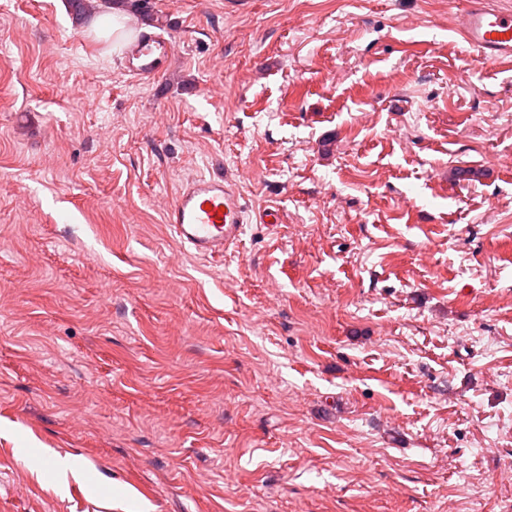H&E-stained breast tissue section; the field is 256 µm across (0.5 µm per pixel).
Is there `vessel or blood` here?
<instances>
[{
	"instance_id": "vessel-or-blood-1",
	"label": "vessel or blood",
	"mask_w": 512,
	"mask_h": 512,
	"mask_svg": "<svg viewBox=\"0 0 512 512\" xmlns=\"http://www.w3.org/2000/svg\"><path fill=\"white\" fill-rule=\"evenodd\" d=\"M463 40L483 58L512 62V9L469 7L458 26ZM174 45L152 32L138 33L125 51L124 72L139 78L162 73ZM165 222L181 244L200 258L223 257L245 229V207L222 176L190 180L165 207Z\"/></svg>"
}]
</instances>
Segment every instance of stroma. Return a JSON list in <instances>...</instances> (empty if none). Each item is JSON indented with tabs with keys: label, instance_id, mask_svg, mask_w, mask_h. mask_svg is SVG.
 Listing matches in <instances>:
<instances>
[{
	"label": "stroma",
	"instance_id": "1",
	"mask_svg": "<svg viewBox=\"0 0 512 512\" xmlns=\"http://www.w3.org/2000/svg\"><path fill=\"white\" fill-rule=\"evenodd\" d=\"M150 5L136 81L0 0V505L512 512V65L467 0ZM215 174L218 263L162 218ZM463 40L490 62H512V9L469 7L458 26ZM174 45L152 32H139L127 45L124 73L139 78L161 74Z\"/></svg>",
	"mask_w": 512,
	"mask_h": 512
}]
</instances>
